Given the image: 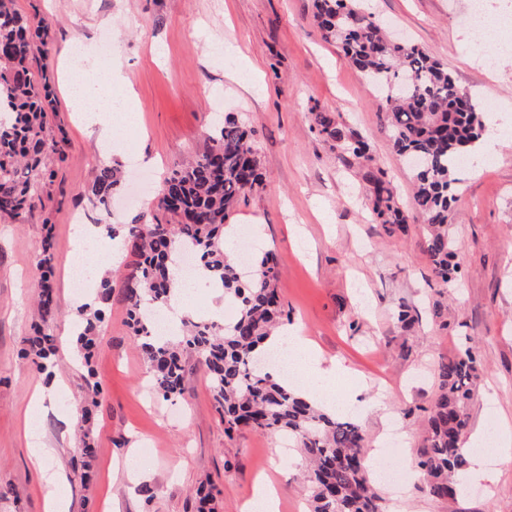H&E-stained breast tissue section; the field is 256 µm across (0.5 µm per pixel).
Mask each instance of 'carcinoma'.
<instances>
[{
  "instance_id": "cac0c4a2",
  "label": "carcinoma",
  "mask_w": 512,
  "mask_h": 512,
  "mask_svg": "<svg viewBox=\"0 0 512 512\" xmlns=\"http://www.w3.org/2000/svg\"><path fill=\"white\" fill-rule=\"evenodd\" d=\"M313 19L343 59L382 92L394 149L413 164V205L426 226L432 273L448 286L458 273L448 237V214L458 201L451 172L483 136L478 105L432 54L393 41L369 11L367 0H313ZM48 38L47 24L32 26L15 11L13 0H0V218L14 222L41 203L39 185L53 177L43 165L45 157H63L58 142L45 131L46 112L53 107L51 87L46 78L38 80L31 72L37 45L48 46ZM310 112L318 132L334 143L343 160L364 169L373 220L391 234H406L407 216L385 173L370 165L369 144L332 113L317 106ZM263 179L252 133L233 117L224 119L207 152L165 179L157 206L179 216V221L163 224L139 214L125 225L122 237L134 257L121 285L129 326L157 393L165 398L181 394L186 356L193 354L209 379L225 433L241 427L274 431L302 448L310 463L311 512H386L365 468L361 426L321 411L261 366L259 348L288 321L276 287L277 258L272 250L259 254L249 277H241L238 265L226 256L224 228L239 200L259 188ZM120 186L117 167L99 168L92 196L101 214H109ZM185 243L195 250L197 266L221 284L236 310L229 324L184 319V335L174 343L151 333L146 309L167 301L169 264ZM53 261L52 244L46 241L38 255L43 269L39 320L23 348L29 366L47 379L53 375L57 349L52 323L58 307L48 277ZM112 289V278L102 277L98 304L82 313L76 333V348L86 366L87 406L79 448L84 468L96 455L91 427L101 394L91 359ZM479 371L480 361L470 347L437 367L438 387L416 462L428 495L435 499L452 502L465 490L460 474L468 466L464 445Z\"/></svg>"
}]
</instances>
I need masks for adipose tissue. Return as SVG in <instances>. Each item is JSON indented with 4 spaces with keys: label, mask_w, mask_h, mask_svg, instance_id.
I'll return each mask as SVG.
<instances>
[{
    "label": "adipose tissue",
    "mask_w": 512,
    "mask_h": 512,
    "mask_svg": "<svg viewBox=\"0 0 512 512\" xmlns=\"http://www.w3.org/2000/svg\"><path fill=\"white\" fill-rule=\"evenodd\" d=\"M72 52L78 56L79 63L68 89L71 110L81 114L86 126L100 128L109 134L136 125L137 113L132 98L114 90L119 72L97 70L87 59L85 43H74ZM73 241L75 263L90 275L99 274L101 257H108L113 263L121 257L120 244L101 241L94 225H74ZM270 342L286 347L294 368L305 381L302 388L305 396L326 409H333L339 401L336 382L348 376V369L336 362L325 363L299 329L280 331L271 337Z\"/></svg>",
    "instance_id": "ef3b65f1"
}]
</instances>
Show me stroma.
I'll use <instances>...</instances> for the list:
<instances>
[{
  "label": "stroma",
  "instance_id": "stroma-1",
  "mask_svg": "<svg viewBox=\"0 0 512 512\" xmlns=\"http://www.w3.org/2000/svg\"><path fill=\"white\" fill-rule=\"evenodd\" d=\"M375 16L429 51L474 99H497L507 147L479 172L460 171V194L448 219L461 273L441 291L424 252L420 222L405 235L388 234L370 216L359 167L346 166L318 134L309 109L320 105L370 145L401 203L410 204V171L393 148L379 99L312 21V0H15L31 22L51 26L48 53L34 73L45 74L55 101L47 132L62 140L63 157L44 164L56 175L41 188L42 204L22 223L0 221V512H45V489L25 438L26 411L41 391L39 429L49 464L67 476L69 512H197L195 490L211 480L215 512H241L256 480L268 475L278 512H308L309 486L299 448L280 458L274 432L226 436L210 383L195 359L186 363L182 393L164 399L151 387L147 365L127 324V304L114 288L91 368H84L71 329L83 306L67 272L74 259L72 218L97 224L90 188L100 159L127 168L112 221L130 223L155 199L158 185L186 160L209 150L225 116L252 131L265 172L263 185L238 203V228H262L260 247L278 254L277 288L290 325L300 326L325 359L353 369L337 394L375 461L392 432L404 447L395 461L408 478L400 494L387 483L394 512H512V59L492 69L462 59L469 29L457 0H369ZM80 38L93 56L110 50L122 86L136 103L139 124L117 132V150L104 153L98 131L86 129L66 105L70 43ZM51 240L58 315L52 378L21 359L31 332L38 253ZM444 308L435 319V305ZM405 305L419 315L397 324ZM475 347L481 374L470 410L491 480L469 481L455 504L430 497L415 461L438 381L437 365ZM94 370L102 398L94 411L96 460L90 480L71 462L79 435L69 410L84 405V375ZM154 450L140 473L120 468L131 451Z\"/></svg>",
  "mask_w": 512,
  "mask_h": 512
}]
</instances>
